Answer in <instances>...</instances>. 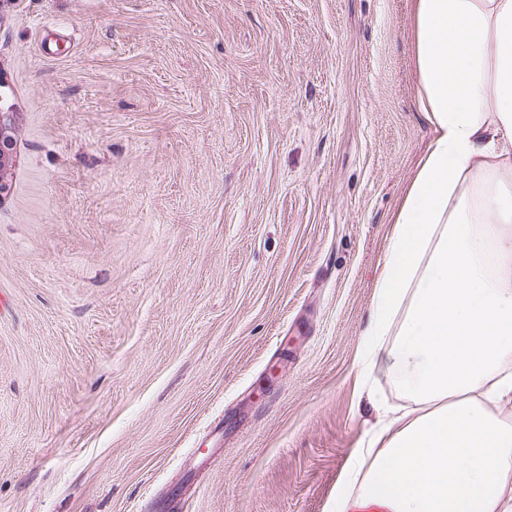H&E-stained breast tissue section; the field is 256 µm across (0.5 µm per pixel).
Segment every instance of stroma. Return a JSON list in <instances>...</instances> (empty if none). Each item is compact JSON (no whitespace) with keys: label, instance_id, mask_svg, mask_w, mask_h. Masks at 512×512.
I'll list each match as a JSON object with an SVG mask.
<instances>
[{"label":"stroma","instance_id":"1","mask_svg":"<svg viewBox=\"0 0 512 512\" xmlns=\"http://www.w3.org/2000/svg\"><path fill=\"white\" fill-rule=\"evenodd\" d=\"M412 43L411 0L0 12V512H334ZM16 132V112L0 96V200L9 190L8 173L14 163Z\"/></svg>","mask_w":512,"mask_h":512}]
</instances>
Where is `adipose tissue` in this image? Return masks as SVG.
Returning a JSON list of instances; mask_svg holds the SVG:
<instances>
[{"mask_svg":"<svg viewBox=\"0 0 512 512\" xmlns=\"http://www.w3.org/2000/svg\"><path fill=\"white\" fill-rule=\"evenodd\" d=\"M435 136L399 209L359 374L381 418L336 512H512V0H413ZM415 403L395 415L377 367Z\"/></svg>","mask_w":512,"mask_h":512,"instance_id":"ef3b65f1","label":"adipose tissue"}]
</instances>
